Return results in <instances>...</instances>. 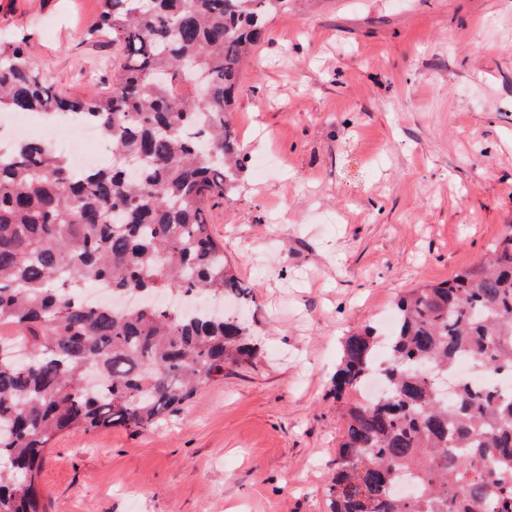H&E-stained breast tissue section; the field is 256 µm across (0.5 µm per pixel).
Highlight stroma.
Segmentation results:
<instances>
[{"mask_svg": "<svg viewBox=\"0 0 512 512\" xmlns=\"http://www.w3.org/2000/svg\"><path fill=\"white\" fill-rule=\"evenodd\" d=\"M100 0H0L57 89L104 93ZM245 162L208 208L255 297L254 362L148 429L71 432L47 512H326L342 342L512 228V0H292L244 61Z\"/></svg>", "mask_w": 512, "mask_h": 512, "instance_id": "1", "label": "stroma"}]
</instances>
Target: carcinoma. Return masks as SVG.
I'll return each mask as SVG.
<instances>
[{
	"mask_svg": "<svg viewBox=\"0 0 512 512\" xmlns=\"http://www.w3.org/2000/svg\"><path fill=\"white\" fill-rule=\"evenodd\" d=\"M95 32L116 55L104 95L48 83L28 37L0 42V112L63 113L96 123L112 161L83 180L41 139L0 147V331L36 350L23 364L0 342V512H46L37 478L71 431H142L184 409L224 369L257 353L254 297L224 261L206 205L229 201L243 167L228 120L242 59L291 0H101ZM207 87L179 99L187 76ZM486 263L414 289L380 340L374 322L342 342L336 398L375 370L387 393L344 413L329 512H512V230ZM125 294L230 299L224 319L150 301L116 311L78 299L89 284ZM469 356L490 375H438ZM411 496L396 492L404 473Z\"/></svg>",
	"mask_w": 512,
	"mask_h": 512,
	"instance_id": "obj_1",
	"label": "carcinoma"
}]
</instances>
